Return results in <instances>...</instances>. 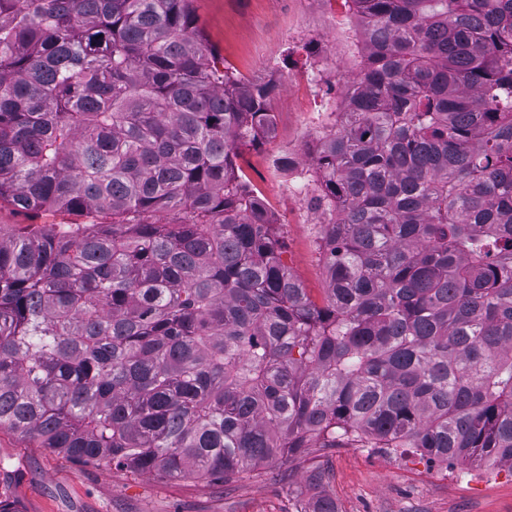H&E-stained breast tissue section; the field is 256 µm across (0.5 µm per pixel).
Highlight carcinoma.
<instances>
[{
	"instance_id": "1",
	"label": "carcinoma",
	"mask_w": 512,
	"mask_h": 512,
	"mask_svg": "<svg viewBox=\"0 0 512 512\" xmlns=\"http://www.w3.org/2000/svg\"><path fill=\"white\" fill-rule=\"evenodd\" d=\"M308 296L236 168L275 132L191 0H0V430L226 482L413 448L512 471V0H344ZM168 212L175 219H153ZM71 216L53 210L38 213L16 210L7 203L0 205V224H59Z\"/></svg>"
}]
</instances>
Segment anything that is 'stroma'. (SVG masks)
I'll return each mask as SVG.
<instances>
[{"mask_svg":"<svg viewBox=\"0 0 512 512\" xmlns=\"http://www.w3.org/2000/svg\"><path fill=\"white\" fill-rule=\"evenodd\" d=\"M207 43L238 76L265 80L276 71L269 106L272 139L242 149L237 165L276 214L282 260L314 302H322L325 267L318 249L326 214L309 189H293L317 147L320 96L337 94L358 71L349 46L355 20L342 0H194ZM322 61L320 80H309ZM336 512H512V471H469L415 452L336 448L318 457L277 459L227 483L194 478L157 480L87 466L0 431V500L15 512H317L323 499Z\"/></svg>","mask_w":512,"mask_h":512,"instance_id":"1","label":"stroma"}]
</instances>
